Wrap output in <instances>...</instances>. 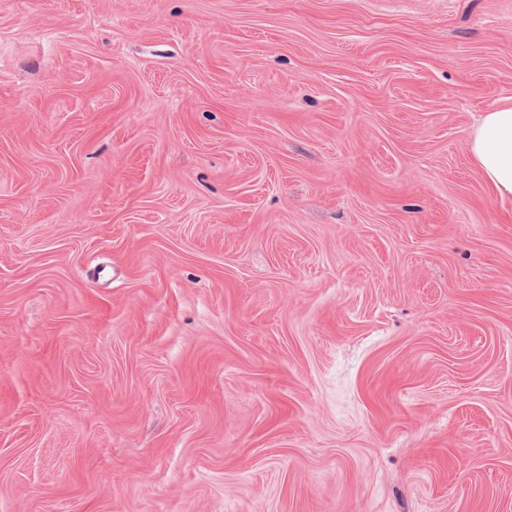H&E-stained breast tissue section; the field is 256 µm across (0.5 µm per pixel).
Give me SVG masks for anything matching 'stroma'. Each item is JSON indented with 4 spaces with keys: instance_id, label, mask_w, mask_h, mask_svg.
I'll return each instance as SVG.
<instances>
[{
    "instance_id": "1",
    "label": "stroma",
    "mask_w": 512,
    "mask_h": 512,
    "mask_svg": "<svg viewBox=\"0 0 512 512\" xmlns=\"http://www.w3.org/2000/svg\"><path fill=\"white\" fill-rule=\"evenodd\" d=\"M512 0H0V512H512ZM467 146L496 194L512 197V99L481 116Z\"/></svg>"
}]
</instances>
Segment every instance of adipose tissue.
I'll return each instance as SVG.
<instances>
[{
  "label": "adipose tissue",
  "instance_id": "adipose-tissue-1",
  "mask_svg": "<svg viewBox=\"0 0 512 512\" xmlns=\"http://www.w3.org/2000/svg\"><path fill=\"white\" fill-rule=\"evenodd\" d=\"M467 146L496 194L512 197V99L481 116Z\"/></svg>",
  "mask_w": 512,
  "mask_h": 512
}]
</instances>
